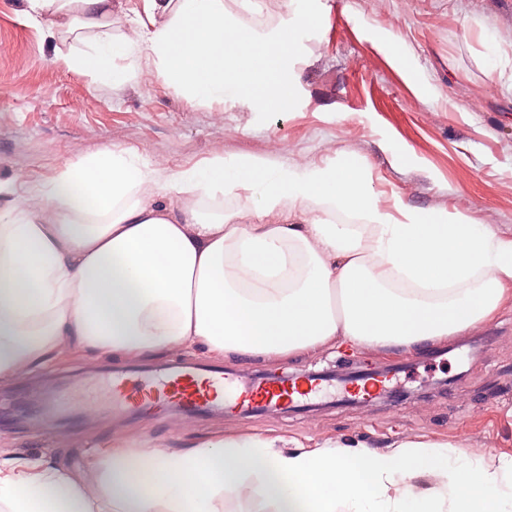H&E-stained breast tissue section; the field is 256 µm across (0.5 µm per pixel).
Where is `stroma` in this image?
Returning <instances> with one entry per match:
<instances>
[{
  "label": "stroma",
  "mask_w": 512,
  "mask_h": 512,
  "mask_svg": "<svg viewBox=\"0 0 512 512\" xmlns=\"http://www.w3.org/2000/svg\"><path fill=\"white\" fill-rule=\"evenodd\" d=\"M311 6L319 25L299 35L290 60L296 104L277 112L231 98L189 100L156 76L146 53L131 81L112 86L65 62L91 34L49 32L28 15L26 0H0V182L30 200L65 163L105 149L168 174L218 156L327 166L348 155L365 164L383 205L399 196L428 211L465 209L511 238L512 0H312ZM298 7L297 0H224L237 21L265 32L286 25ZM485 25L508 51L493 65L483 59ZM414 71L426 90L411 79ZM185 363L251 378L325 369L373 374L386 367L387 389L405 398L349 404L344 385L333 379L300 408L221 407L190 424L175 410L81 421L63 406L54 419L69 437L59 443L36 421H13L31 390L102 399L112 377L146 383ZM220 432L305 445L342 439L375 449L425 438L491 457L512 455V308L478 333L412 355L343 347L244 365L233 355L217 361L199 351L163 348L124 359L84 349L0 385V453L42 458L78 480L95 477L104 442L182 450Z\"/></svg>",
  "instance_id": "stroma-1"
}]
</instances>
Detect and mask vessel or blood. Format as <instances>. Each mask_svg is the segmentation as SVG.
<instances>
[{
	"mask_svg": "<svg viewBox=\"0 0 512 512\" xmlns=\"http://www.w3.org/2000/svg\"><path fill=\"white\" fill-rule=\"evenodd\" d=\"M319 382L294 379L283 382L275 378L253 382L241 388L234 379L225 377L219 370H198L190 366H175L168 369L154 383L133 384L119 378L112 382L111 403L82 400L71 395L55 396L45 393L31 400L39 414H47L56 404L68 405L86 415L97 414L128 407L166 408L178 407L184 422L194 418L216 401H225L246 407L253 403L267 408L284 409L303 398L319 393Z\"/></svg>",
	"mask_w": 512,
	"mask_h": 512,
	"instance_id": "obj_1",
	"label": "vessel or blood"
}]
</instances>
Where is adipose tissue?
I'll return each mask as SVG.
<instances>
[{
    "mask_svg": "<svg viewBox=\"0 0 512 512\" xmlns=\"http://www.w3.org/2000/svg\"><path fill=\"white\" fill-rule=\"evenodd\" d=\"M122 0H27L50 27L94 33L69 59L115 85L142 52L190 99L232 98L292 111L285 64L298 30L242 26L224 0H143L130 33L113 35ZM245 192L253 223L200 202ZM178 203L163 207L162 193ZM0 183V382L78 347L134 358L201 349L242 362L311 355L340 344L419 353L478 329L512 306V238L465 211L448 217L395 200L384 207L366 167L262 159L169 176L121 151L66 168L38 202ZM102 445L88 483L32 457L0 459L7 512H223L231 491L259 512H512V456L404 439L376 450L340 439L284 449L228 434L196 448Z\"/></svg>",
    "mask_w": 512,
    "mask_h": 512,
    "instance_id": "1",
    "label": "adipose tissue"
}]
</instances>
